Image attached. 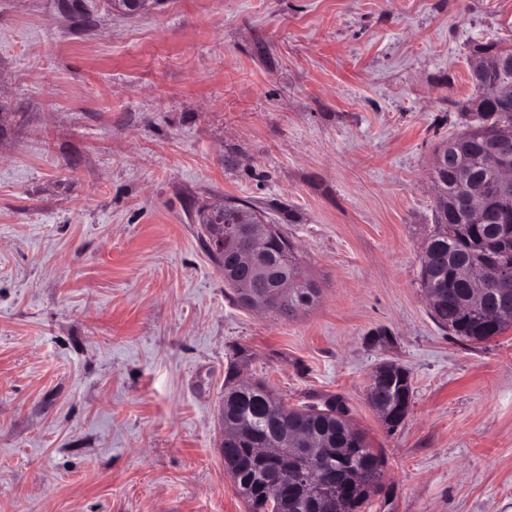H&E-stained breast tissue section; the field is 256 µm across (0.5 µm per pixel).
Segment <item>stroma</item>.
<instances>
[{"mask_svg": "<svg viewBox=\"0 0 512 512\" xmlns=\"http://www.w3.org/2000/svg\"><path fill=\"white\" fill-rule=\"evenodd\" d=\"M479 44L512 46V0H0V512H247L232 372L345 402L386 459L364 512H512V328L449 335L420 276ZM219 198L288 236L315 305L233 303ZM379 382L376 388L369 386V401L372 407L380 414L383 420L384 414L390 413L395 405L401 403L404 407L410 406L412 388L409 375L402 367L392 365ZM395 368V369H394Z\"/></svg>", "mask_w": 512, "mask_h": 512, "instance_id": "1", "label": "stroma"}]
</instances>
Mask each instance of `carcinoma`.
I'll use <instances>...</instances> for the list:
<instances>
[{"label":"carcinoma","instance_id":"carcinoma-1","mask_svg":"<svg viewBox=\"0 0 512 512\" xmlns=\"http://www.w3.org/2000/svg\"><path fill=\"white\" fill-rule=\"evenodd\" d=\"M474 94L471 102L476 123L464 133L463 158L434 170L443 184V195L436 198L434 224L424 247L422 287L431 307V317L439 327L461 340L482 343L512 326V320L497 317L502 289L487 287L483 312L473 310L467 300L463 270L468 267L512 268V223L466 224L463 222V184L476 178L491 190V210L512 219V190L498 192L495 166L487 160L490 143L512 136V100L491 99L483 89L496 83L511 82L512 70H492L471 75ZM279 263L277 273L292 278V291L277 315L288 318L295 308L313 303L310 281L297 255L284 235L270 247ZM412 388L407 371L391 368L377 387L369 388V401L381 415L394 406L411 402ZM222 425L241 429L235 446L229 449L233 468L229 470L248 512H360L379 486L384 459L370 447L366 435L354 428L347 406L339 399L323 405L290 408L262 381L227 384L221 413ZM317 437L324 448L321 466L326 476L343 474L339 490L328 489L323 498L307 487L292 484L288 470L305 465L298 448L295 428ZM261 448H274L268 457Z\"/></svg>","mask_w":512,"mask_h":512}]
</instances>
